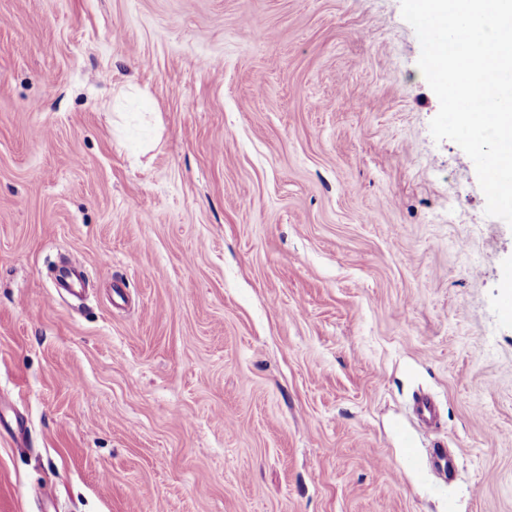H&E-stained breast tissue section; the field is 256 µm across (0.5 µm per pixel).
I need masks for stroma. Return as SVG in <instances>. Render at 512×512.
Instances as JSON below:
<instances>
[{
    "mask_svg": "<svg viewBox=\"0 0 512 512\" xmlns=\"http://www.w3.org/2000/svg\"><path fill=\"white\" fill-rule=\"evenodd\" d=\"M420 52L400 0H0V512H512V226Z\"/></svg>",
    "mask_w": 512,
    "mask_h": 512,
    "instance_id": "35a3bbf8",
    "label": "stroma"
}]
</instances>
